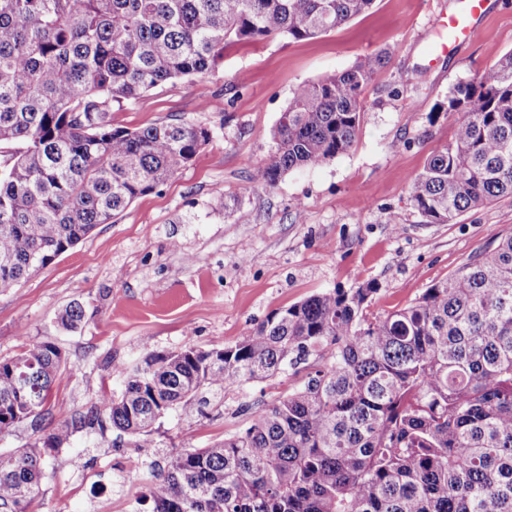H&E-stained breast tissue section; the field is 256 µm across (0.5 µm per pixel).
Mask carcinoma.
<instances>
[{
  "mask_svg": "<svg viewBox=\"0 0 512 512\" xmlns=\"http://www.w3.org/2000/svg\"><path fill=\"white\" fill-rule=\"evenodd\" d=\"M376 0H0V289L88 237L191 164L210 139L188 122L112 125V104L168 81L204 82L224 49L336 31ZM378 52L299 86L252 179L274 184L354 144ZM453 140L408 179L433 224L512 196V51L454 86ZM379 288L316 293L223 349L150 352L124 389L43 431L61 349L31 343L0 359V435H39L0 452V512H23L42 450L106 426L153 443L170 412L189 417L235 382L298 367L301 386L245 431L166 457L149 512H512V234L493 240L405 308L367 312ZM73 303L66 329L82 321ZM314 363H309V360ZM39 432H35L31 420H25L17 424L8 434L0 435V451H12L17 448H24L32 442Z\"/></svg>",
  "mask_w": 512,
  "mask_h": 512,
  "instance_id": "1",
  "label": "carcinoma"
}]
</instances>
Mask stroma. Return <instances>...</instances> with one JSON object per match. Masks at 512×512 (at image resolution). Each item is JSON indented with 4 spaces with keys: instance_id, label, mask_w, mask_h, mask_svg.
Masks as SVG:
<instances>
[{
    "instance_id": "obj_1",
    "label": "stroma",
    "mask_w": 512,
    "mask_h": 512,
    "mask_svg": "<svg viewBox=\"0 0 512 512\" xmlns=\"http://www.w3.org/2000/svg\"><path fill=\"white\" fill-rule=\"evenodd\" d=\"M456 0H376L344 28L310 39L229 46L206 78L219 110L204 108L196 82H166L112 107V123L137 129L178 119L209 129L193 163L109 224L0 291V358L51 342L67 367L46 407L53 427L119 394L130 364L149 352L235 344L248 328L307 297L375 283L368 308L382 316L410 305L496 236L512 233V197L431 224L414 207L408 177L451 142L449 90L488 72L512 50V0H488L483 34L453 56L436 18ZM388 51L364 93L356 141L345 154L295 169L275 184L252 179L275 151L273 131L302 83ZM227 209H213L212 198ZM79 303L73 330L57 317ZM304 378L286 372L228 386L202 413L161 419L149 448L115 430H81L44 454V475L25 512H145L140 499L173 452L202 448L249 427L257 407Z\"/></svg>"
}]
</instances>
